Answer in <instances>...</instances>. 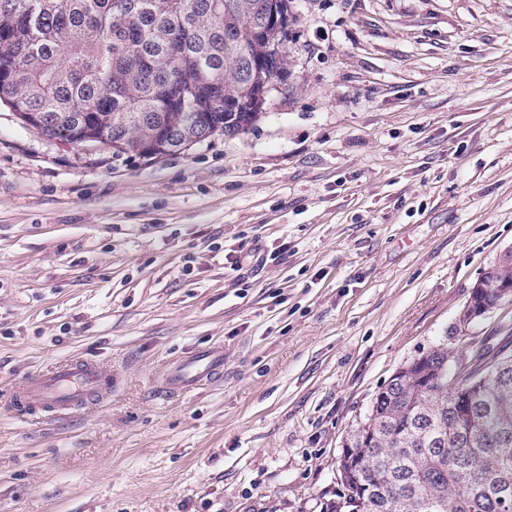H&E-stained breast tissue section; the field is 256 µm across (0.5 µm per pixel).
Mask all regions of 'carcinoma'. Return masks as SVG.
<instances>
[{
  "instance_id": "cac0c4a2",
  "label": "carcinoma",
  "mask_w": 512,
  "mask_h": 512,
  "mask_svg": "<svg viewBox=\"0 0 512 512\" xmlns=\"http://www.w3.org/2000/svg\"><path fill=\"white\" fill-rule=\"evenodd\" d=\"M0 0V104L38 112L39 134L75 142L87 132L116 153L183 125L175 97L203 110L212 134L236 137L261 116L262 82L288 76L282 22L256 35L268 0ZM238 104L224 111V100ZM430 387L384 384L348 432L353 494L325 512H512V347L469 352L479 389L472 439L450 415L459 381L448 344L424 352ZM355 501L341 504L345 497Z\"/></svg>"
}]
</instances>
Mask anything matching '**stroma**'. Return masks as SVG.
Masks as SVG:
<instances>
[{
	"instance_id": "1",
	"label": "stroma",
	"mask_w": 512,
	"mask_h": 512,
	"mask_svg": "<svg viewBox=\"0 0 512 512\" xmlns=\"http://www.w3.org/2000/svg\"><path fill=\"white\" fill-rule=\"evenodd\" d=\"M292 6L239 136L116 155L0 105V512H322L398 367L512 333L508 303L452 334L512 249V0ZM210 345L221 382L158 392ZM76 357L102 406L12 411Z\"/></svg>"
}]
</instances>
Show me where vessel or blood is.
<instances>
[{
    "label": "vessel or blood",
    "mask_w": 512,
    "mask_h": 512,
    "mask_svg": "<svg viewBox=\"0 0 512 512\" xmlns=\"http://www.w3.org/2000/svg\"><path fill=\"white\" fill-rule=\"evenodd\" d=\"M223 373V347L199 348L173 364L163 387L170 393H188L219 381ZM111 387V374L97 362L79 358L27 377L18 388L16 410L21 414L36 407L64 411L95 397L105 398Z\"/></svg>",
    "instance_id": "vessel-or-blood-1"
}]
</instances>
